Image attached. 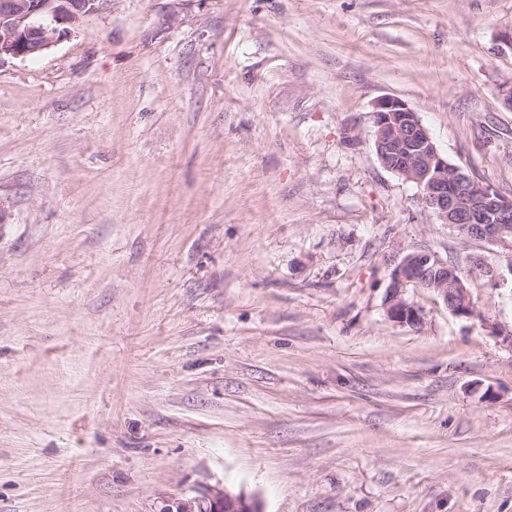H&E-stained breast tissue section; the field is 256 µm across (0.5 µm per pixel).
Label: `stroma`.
I'll return each instance as SVG.
<instances>
[{"label":"stroma","mask_w":512,"mask_h":512,"mask_svg":"<svg viewBox=\"0 0 512 512\" xmlns=\"http://www.w3.org/2000/svg\"><path fill=\"white\" fill-rule=\"evenodd\" d=\"M512 0H104L0 65V512H512L507 251L386 169L372 105L512 199ZM426 288L385 314L410 251ZM389 278L386 313L395 323L412 327L422 323L420 309L402 296L403 288L409 284L434 291L457 317L469 318L474 315L470 289L464 286L453 266L442 262L434 254L425 251L406 253L394 263ZM195 495L165 505L161 512H262L260 503L243 493L219 486H206Z\"/></svg>","instance_id":"35a3bbf8"}]
</instances>
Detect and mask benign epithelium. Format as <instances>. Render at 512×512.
Instances as JSON below:
<instances>
[{"instance_id":"obj_1","label":"benign epithelium","mask_w":512,"mask_h":512,"mask_svg":"<svg viewBox=\"0 0 512 512\" xmlns=\"http://www.w3.org/2000/svg\"><path fill=\"white\" fill-rule=\"evenodd\" d=\"M98 9L96 0H0V65L42 54ZM372 114L379 161L422 189V202L440 223L452 224L469 238L487 240L512 252L511 199L448 165L417 113L403 100L381 97L374 102ZM409 284L434 291L457 317L474 315L470 289L455 268L429 252L412 251L390 271L387 316L395 323L412 327L422 323L420 309L402 296ZM160 512L262 510L253 497L206 486L190 498L165 505Z\"/></svg>"}]
</instances>
